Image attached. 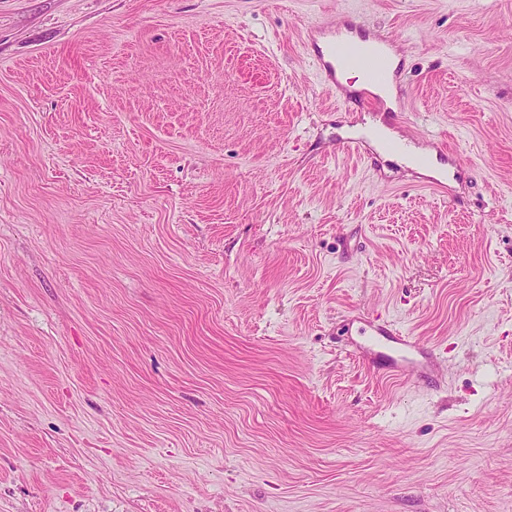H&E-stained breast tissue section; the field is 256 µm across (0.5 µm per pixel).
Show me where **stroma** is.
Wrapping results in <instances>:
<instances>
[{"instance_id": "35a3bbf8", "label": "stroma", "mask_w": 512, "mask_h": 512, "mask_svg": "<svg viewBox=\"0 0 512 512\" xmlns=\"http://www.w3.org/2000/svg\"><path fill=\"white\" fill-rule=\"evenodd\" d=\"M0 512H512V0H0ZM342 33L336 27H330L322 32L326 37L333 39L329 56L331 60L323 54L326 53V44H320L323 52L321 49L320 52H315L317 70L323 83L329 87L336 84V60L362 71L368 85L382 80L393 66L391 55L399 48L397 41L388 36L371 39V45L355 43L347 38L336 41V35L340 36Z\"/></svg>"}]
</instances>
